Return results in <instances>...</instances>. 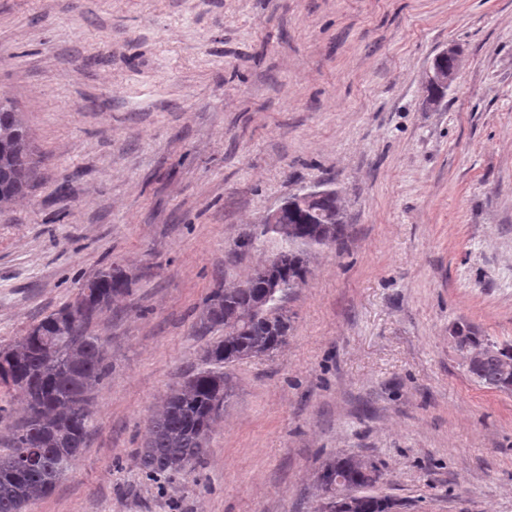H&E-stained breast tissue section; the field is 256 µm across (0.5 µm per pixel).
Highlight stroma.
Segmentation results:
<instances>
[{
	"label": "stroma",
	"mask_w": 512,
	"mask_h": 512,
	"mask_svg": "<svg viewBox=\"0 0 512 512\" xmlns=\"http://www.w3.org/2000/svg\"><path fill=\"white\" fill-rule=\"evenodd\" d=\"M1 97L37 167L0 211V348L100 271L132 277L89 327L87 446L28 512H318L339 453L397 512H512V392L453 338L512 342V0H0ZM322 182L345 229L286 344L226 366L195 470L145 476L150 416L221 336L205 301L265 257L238 240ZM448 57L455 60L456 64L452 68H440L437 63L441 58ZM459 74V52L454 46H448L434 57L428 69L426 70L425 80L439 87H450L458 78Z\"/></svg>",
	"instance_id": "obj_1"
}]
</instances>
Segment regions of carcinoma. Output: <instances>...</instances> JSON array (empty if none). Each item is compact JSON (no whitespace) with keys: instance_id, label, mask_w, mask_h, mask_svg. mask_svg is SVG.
I'll return each instance as SVG.
<instances>
[{"instance_id":"carcinoma-1","label":"carcinoma","mask_w":512,"mask_h":512,"mask_svg":"<svg viewBox=\"0 0 512 512\" xmlns=\"http://www.w3.org/2000/svg\"><path fill=\"white\" fill-rule=\"evenodd\" d=\"M35 162L21 112L0 99V210L23 198L33 181ZM344 230L340 194L332 191L286 211L279 224H257L238 247L278 244L273 262L266 258L251 276L221 287L206 300L199 329H224L208 345L205 360L213 365L189 373L152 415L139 451L146 474H186L200 462L213 424L229 397L222 367L272 355L288 339L290 316L284 302L310 273L313 251L336 243ZM282 285L264 309L258 304L268 283ZM132 278L119 267L99 272L81 286L79 297L28 330L16 345L0 349V381L24 398L27 417L11 433L10 451L0 455V512H27L48 495L86 447L91 429L90 395L106 373L104 343L88 332L92 320L128 291ZM478 343L497 353L468 369L479 383L512 391V343H499L462 326ZM377 466L354 456L337 455L317 476L320 488L341 480L356 493L341 512H391L388 498L362 494L377 482Z\"/></svg>"}]
</instances>
